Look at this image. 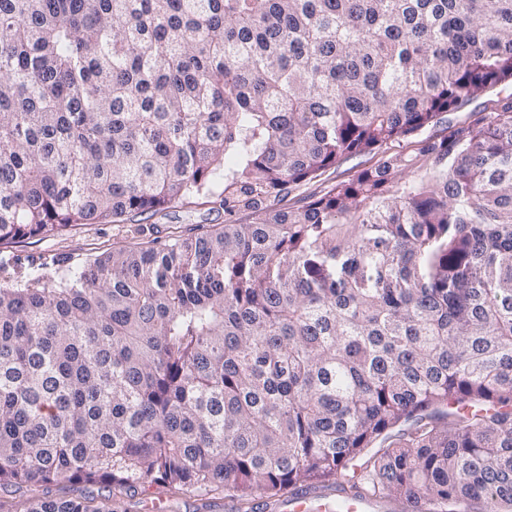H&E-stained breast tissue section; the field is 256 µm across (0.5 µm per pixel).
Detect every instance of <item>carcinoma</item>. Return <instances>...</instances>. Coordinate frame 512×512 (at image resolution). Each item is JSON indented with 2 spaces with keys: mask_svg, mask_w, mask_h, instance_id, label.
I'll use <instances>...</instances> for the list:
<instances>
[{
  "mask_svg": "<svg viewBox=\"0 0 512 512\" xmlns=\"http://www.w3.org/2000/svg\"><path fill=\"white\" fill-rule=\"evenodd\" d=\"M502 84L512 0H0V244L224 208L0 283V489L512 512V93L274 205ZM502 91L500 94L499 92ZM512 86L506 88L498 86L481 94L477 99L469 105L449 112L444 116L442 123L437 126L424 129L416 137L393 142L387 145L383 150L369 155L358 156L350 159H343L336 163L335 166L328 169L320 177L301 185L298 189L292 191L285 199L279 202L277 207H298L303 204L304 199H312L323 195L334 184L342 181H348L354 178L361 170L369 167H375L383 161L388 154H402L404 156H415L419 153V149L423 145V141L440 134L451 123H460L468 120L472 112H492L496 106L499 96L506 92H511ZM335 488L322 487L301 490L286 502L269 506L276 512H398L396 502L385 497H368L344 501ZM318 510V511H315Z\"/></svg>",
  "mask_w": 512,
  "mask_h": 512,
  "instance_id": "obj_1",
  "label": "carcinoma"
}]
</instances>
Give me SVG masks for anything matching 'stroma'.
<instances>
[{"mask_svg":"<svg viewBox=\"0 0 512 512\" xmlns=\"http://www.w3.org/2000/svg\"><path fill=\"white\" fill-rule=\"evenodd\" d=\"M441 131V126L429 127L414 138L388 144L385 152L340 160L320 177L292 191L282 204L286 207L301 206L303 201L323 195L334 184L354 178L363 169L377 166L385 154L417 155L424 141ZM223 221V209L205 199L193 197L151 217L142 215L121 222L85 224L53 237L0 245V281L23 284L55 277L64 269L82 271L88 269L100 254L114 248L141 239H161L173 230L193 235ZM157 495L165 497L168 512L197 510L196 499L169 493L160 484L132 497L112 500L111 508L113 512H145L146 499Z\"/></svg>","mask_w":512,"mask_h":512,"instance_id":"1","label":"stroma"}]
</instances>
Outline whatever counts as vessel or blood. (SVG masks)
<instances>
[{
	"label": "vessel or blood",
	"mask_w": 512,
	"mask_h": 512,
	"mask_svg": "<svg viewBox=\"0 0 512 512\" xmlns=\"http://www.w3.org/2000/svg\"><path fill=\"white\" fill-rule=\"evenodd\" d=\"M274 512H399L396 502L384 497L342 500L332 487L299 491L288 501L274 504Z\"/></svg>",
	"instance_id": "obj_1"
}]
</instances>
